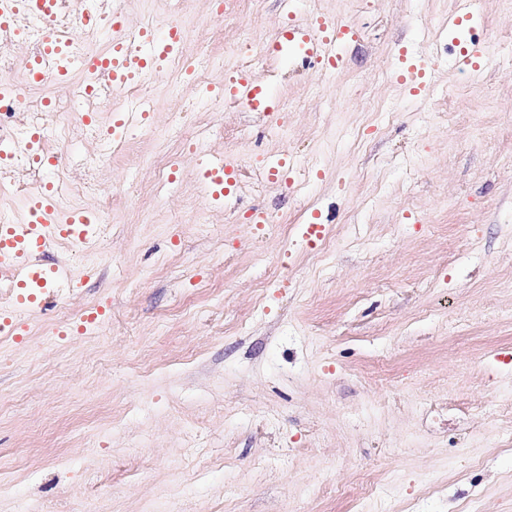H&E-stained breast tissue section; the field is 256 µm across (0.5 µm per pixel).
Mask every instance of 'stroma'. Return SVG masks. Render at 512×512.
<instances>
[{"label":"stroma","instance_id":"stroma-1","mask_svg":"<svg viewBox=\"0 0 512 512\" xmlns=\"http://www.w3.org/2000/svg\"><path fill=\"white\" fill-rule=\"evenodd\" d=\"M214 8L191 0L184 55L248 26L276 107L159 78L125 135L143 166L113 156L82 202L114 200L96 262L47 249L71 287L0 335V512H512V11L471 0L452 32L457 0ZM292 10L351 24L340 70L267 54ZM472 37L488 61L464 73ZM403 48L436 59L426 99L383 67ZM179 112L197 147L165 140ZM210 155L241 174L220 203ZM370 473L388 491L362 502Z\"/></svg>","mask_w":512,"mask_h":512}]
</instances>
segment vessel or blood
Wrapping results in <instances>:
<instances>
[{"label": "vessel or blood", "instance_id": "obj_1", "mask_svg": "<svg viewBox=\"0 0 512 512\" xmlns=\"http://www.w3.org/2000/svg\"><path fill=\"white\" fill-rule=\"evenodd\" d=\"M55 0H0V25L7 24L17 9L33 8L40 14H49ZM349 23L331 20L314 14L304 20L289 19L282 24L276 39L268 46L278 55L296 51L298 56L320 64L325 70L336 68L340 61L338 47L351 33ZM181 36L177 27L162 25L146 27L136 47L113 42L111 55L91 54L83 65L85 75H93L102 62L112 65V85L119 88L135 78L143 69L158 61L178 56ZM487 61L485 46L477 41L463 42L454 59L460 71H470ZM435 73L434 60L429 55H418L400 71L401 78H412V87L418 95H425ZM220 95L230 101L247 105L250 110L267 112L273 107L265 87L248 73L226 76ZM213 198H221L228 188L236 186L238 174L223 159L208 158L201 171ZM93 234V226L83 211L75 210L61 215L57 202V187L49 184L34 194L28 202V219L23 224L0 225V271H8L11 284L17 288L15 305L24 308L34 303L35 289L56 285L69 286L65 268H48L39 264L37 255L49 240L78 243Z\"/></svg>", "mask_w": 512, "mask_h": 512}]
</instances>
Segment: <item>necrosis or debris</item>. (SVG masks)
<instances>
[{"instance_id": "necrosis-or-debris-1", "label": "necrosis or debris", "mask_w": 512, "mask_h": 512, "mask_svg": "<svg viewBox=\"0 0 512 512\" xmlns=\"http://www.w3.org/2000/svg\"><path fill=\"white\" fill-rule=\"evenodd\" d=\"M128 0H59L46 18L21 12L10 25L0 26V79L8 81L10 94L0 97V147H8L10 162L0 168V184L11 187L26 199L44 184L41 169L33 159L34 148L57 157L63 173L59 204L68 211L82 198L96 194L97 173L113 151L122 148V141L103 139L100 130L87 127L89 139L97 141L95 150L71 155L67 149L69 128L79 122L82 106L93 112H112L115 97H122L128 107H138L147 91L160 77L159 70L144 74L141 79L117 89L107 72L94 74L90 83L60 85L56 79L57 64L43 59L45 37L53 33L67 39L66 53L73 63H81L90 51L98 33L121 32L128 41L138 38V27L126 22ZM42 58L44 78L34 83L14 80L31 57ZM40 130L39 146H32L29 135Z\"/></svg>"}]
</instances>
